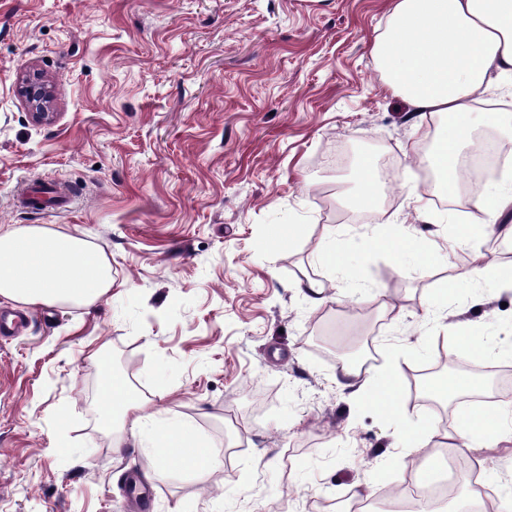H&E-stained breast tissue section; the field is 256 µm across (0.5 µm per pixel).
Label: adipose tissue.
I'll list each match as a JSON object with an SVG mask.
<instances>
[{"label": "adipose tissue", "mask_w": 512, "mask_h": 512, "mask_svg": "<svg viewBox=\"0 0 512 512\" xmlns=\"http://www.w3.org/2000/svg\"><path fill=\"white\" fill-rule=\"evenodd\" d=\"M372 56L393 95L420 118L441 117L445 128L429 151L434 194L458 199L464 174L461 152L478 147L477 126L498 128L502 115L474 104L494 77H512V0H394ZM112 288V266L86 239L39 224L0 225V297L26 306L88 307ZM101 425L115 455L130 445L126 429H144L146 401L125 375L99 359ZM343 387L380 402L394 416L400 367L392 363L369 381L357 365L341 364ZM506 432L497 410L464 415L447 433L460 454L478 455ZM150 441L161 460L178 459L196 476L211 467L206 445L184 429H157Z\"/></svg>", "instance_id": "adipose-tissue-1"}]
</instances>
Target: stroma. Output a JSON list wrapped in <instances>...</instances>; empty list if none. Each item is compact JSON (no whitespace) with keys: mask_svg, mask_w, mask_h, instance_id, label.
<instances>
[{"mask_svg":"<svg viewBox=\"0 0 512 512\" xmlns=\"http://www.w3.org/2000/svg\"><path fill=\"white\" fill-rule=\"evenodd\" d=\"M391 0H0V224L85 238L112 265L95 305L28 306L0 337V512H316L350 493L382 512L417 481L448 429L410 402L406 420L354 398L336 353L365 343L374 367L435 362L463 334L512 344V290L457 282L497 243L512 269V212L441 207L427 146L371 53ZM39 74L54 117L17 93ZM398 169L373 212L347 205L346 146ZM45 182L67 207L25 209ZM486 226L456 241V223ZM404 229L393 260L366 240ZM296 242L277 247L274 228ZM335 238L344 264L317 261ZM314 278L325 300L298 284ZM452 287L448 298L440 288ZM105 354L148 401V424L187 425L209 445L199 480L148 444L116 457L98 427ZM234 448L223 456L224 445ZM482 482L512 488V437L485 450Z\"/></svg>","mask_w":512,"mask_h":512,"instance_id":"obj_1","label":"stroma"}]
</instances>
